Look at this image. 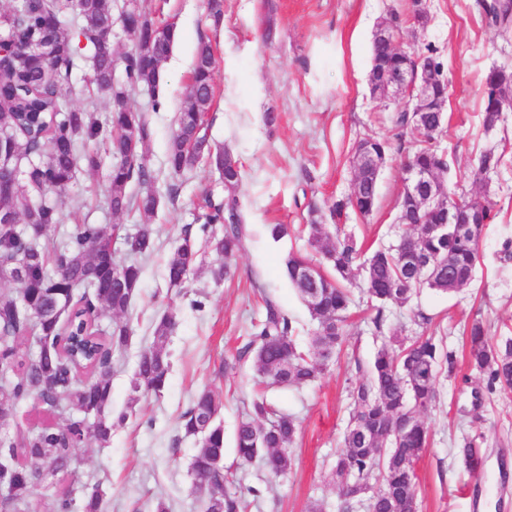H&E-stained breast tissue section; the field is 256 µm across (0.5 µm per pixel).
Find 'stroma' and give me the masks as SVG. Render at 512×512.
Segmentation results:
<instances>
[{
  "instance_id": "stroma-1",
  "label": "stroma",
  "mask_w": 512,
  "mask_h": 512,
  "mask_svg": "<svg viewBox=\"0 0 512 512\" xmlns=\"http://www.w3.org/2000/svg\"><path fill=\"white\" fill-rule=\"evenodd\" d=\"M409 0H224V20L213 26L206 0H111L113 16L143 6L158 20L176 24L177 39L163 65L164 108L153 110L150 97L138 93L134 107L148 113L153 136L147 163L155 175L152 189L160 203L153 219L155 250L143 262L138 294L127 319L129 345L115 357L112 371L113 414H125L107 446L89 441L76 450L75 472L49 478L35 494L50 497L82 485L100 487L107 512H201L191 492L190 463L197 445L183 436L181 416L195 394L212 390L223 403L225 464L235 474L231 486L248 503L247 512H308L320 503L336 512L332 467L348 422L352 384L363 379L385 335L420 333V316L431 319L430 331L445 347L464 357L463 328L483 320L490 342L512 336V109L493 129L482 120L483 83L494 68L512 71V28L489 23L477 0H429L428 21L403 23L400 46L416 50L431 45L448 75L444 129L438 145L449 158L445 183L449 191L486 196L498 216L479 242V260L470 286L454 294L423 291L403 308L392 307L382 336H375L370 301L354 290L355 307L342 351L313 385L293 391L268 390L277 409L297 416L294 464L273 476L259 464H238L234 436L256 394L251 364L238 353L272 298L288 314L302 344L315 329L308 310L281 269L284 255L295 252L312 260L319 253L309 243L310 204L329 208L353 188L354 148L372 137L396 142L391 117L396 104L373 99L368 76L372 42L378 26L392 14H405ZM272 38H265V28ZM210 38L217 58L215 97L208 115L213 144L238 159L246 172L239 188L244 222L250 233L234 273L214 280L220 259L209 232L196 221L203 191L224 197V181L207 164L171 175L165 164L168 142L179 112L189 101L190 75L199 37ZM92 75L88 52H80L64 104L93 108L103 132H110L108 99H88ZM278 113L275 127L263 123L265 112ZM502 151L501 166L481 181L471 169L481 152ZM404 155L390 151L380 173L378 205L370 216L347 210L341 230L366 251L396 244L395 219L403 191ZM111 158L96 169L79 167L57 203L64 224L50 235L60 240L78 224L119 225L135 233L137 212L113 214L109 206ZM287 224L292 234L269 239L265 227ZM198 250V270L181 288L168 287L165 264L184 233ZM176 328L167 349L172 363L161 395H148L130 406V383L138 353L153 341L163 315ZM438 398L424 418L430 445L417 463L419 512H512V391L488 392L485 381L460 366L458 378L440 375ZM485 453V476L476 480L461 464L466 440Z\"/></svg>"
}]
</instances>
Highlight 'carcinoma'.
I'll list each match as a JSON object with an SVG mask.
<instances>
[{
    "mask_svg": "<svg viewBox=\"0 0 512 512\" xmlns=\"http://www.w3.org/2000/svg\"><path fill=\"white\" fill-rule=\"evenodd\" d=\"M495 25L512 23L494 2L480 3ZM75 11L79 22L72 28L62 19L66 10ZM139 30L132 51L116 57L112 49L110 0H20L0 12V41L15 45L47 42L53 47V61L44 69L40 58L31 56L20 64L11 56L0 57V138L15 149L27 166L20 171L24 185H15L3 205L14 222L0 225V278L19 285L16 294L0 293V336L10 338L3 357L11 375L0 385V421H11L17 406L37 399L56 414L63 425L45 426L22 436L0 433V451L15 459L16 477L11 490L0 497L4 512H71L72 492L37 499L34 490L46 477L73 472L74 446L90 439L101 446L109 443L114 421L110 409L114 355L127 346L130 325L124 319L141 284L140 259L154 248L151 221L158 198L150 189L153 171L147 164L145 146L151 140V122L134 109L131 98L148 90L152 108L158 109L161 73L176 38L171 25L152 28L149 11L143 8L123 18ZM90 52L93 64L92 92L112 100L111 132L101 136L100 125L89 109H65L59 102L61 87L68 83L75 65V45ZM433 65L438 89L448 92V77L435 50L421 49ZM122 66L124 81L117 84L114 72ZM216 58L212 44L200 38L191 72L190 100L177 118V127L167 147L166 166L182 175L199 163L202 155H213L215 166H224V200L213 202L204 192L198 219L203 227L224 225L221 236L213 238L216 254L224 264L211 270L216 280L230 274L231 262L245 249L249 238L243 222L238 195L244 179L241 162L225 151L212 148L205 123L214 98ZM512 101V72L493 69L485 77L483 126L493 128L499 113L492 108ZM95 143L94 149L87 148ZM112 156L110 203L112 210H136L142 220L141 233L125 239L131 258L119 261L114 235L100 224H79L75 232L58 244L48 233L64 223V215L52 199L71 184L79 164L94 169L101 163L99 149ZM398 149L407 158L426 166H448V155L427 140L412 138ZM502 155L493 149L480 154L476 169L494 170ZM135 182L146 191L129 195ZM361 195L371 200L370 208L353 197L337 200L329 216L339 220L351 207L367 216L378 203L371 179ZM464 208L481 209L489 220L497 215L495 203L487 197L461 194L449 198ZM309 242L321 254L320 273L311 280L304 275L312 261L289 253L282 258L288 281L295 288L316 324L312 348L295 339L291 318L279 304L265 297L262 319L253 325L239 358H251L256 383L301 389L316 381L339 357L351 317L352 299L344 283L352 282L353 270L365 273L366 291L378 302L371 318L376 331L386 321L387 306L406 304L410 295L422 289L451 294L471 285L478 262L482 224L470 225L469 235L460 238L454 227L447 233L429 235L421 224H410L395 249H378L366 259L349 237L339 238L324 223L326 216L310 207ZM416 249L432 257L437 265L428 278L416 283L402 269L399 251ZM119 279L112 278V271ZM197 270V250L190 235L183 247L169 259L165 277L171 288H181ZM112 312V326L99 328L101 310ZM174 320L162 316L154 327L151 346L137 360L132 381L133 397L161 395L172 368L166 350ZM465 335L468 365L483 376L486 388L512 389V338L489 342L482 320L475 318ZM456 375L457 360L433 334L412 338L388 336L382 339L367 376L350 391L352 410L336 455V487L342 500L340 512H349L352 502L369 494L368 512H418L419 477L416 464L430 442V430L423 414L437 397L436 382L442 369ZM222 403L212 391L198 392L182 414L186 436H200L192 459L198 481L191 491L203 512H243L241 497L224 490L213 496L212 486L226 485L224 427L218 421ZM298 431L295 416L274 409L264 396L257 397L235 432L238 459L246 464L261 463L275 475L291 469V447ZM466 471L483 470V449L469 443L462 449Z\"/></svg>",
    "mask_w": 512,
    "mask_h": 512,
    "instance_id": "carcinoma-1",
    "label": "carcinoma"
}]
</instances>
